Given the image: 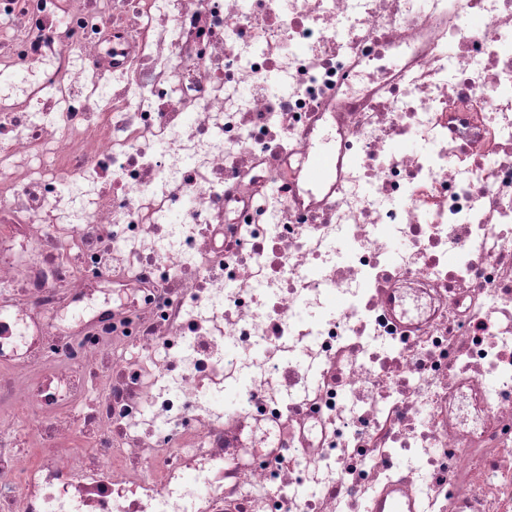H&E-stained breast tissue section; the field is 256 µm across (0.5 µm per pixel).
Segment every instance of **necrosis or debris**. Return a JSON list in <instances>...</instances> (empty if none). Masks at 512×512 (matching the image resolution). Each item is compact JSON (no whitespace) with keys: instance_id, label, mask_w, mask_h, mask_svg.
<instances>
[{"instance_id":"necrosis-or-debris-1","label":"necrosis or debris","mask_w":512,"mask_h":512,"mask_svg":"<svg viewBox=\"0 0 512 512\" xmlns=\"http://www.w3.org/2000/svg\"><path fill=\"white\" fill-rule=\"evenodd\" d=\"M0 71V512H512V0H0ZM306 162L308 182L312 185H321L334 168L335 154L330 147L320 144L308 155Z\"/></svg>"}]
</instances>
